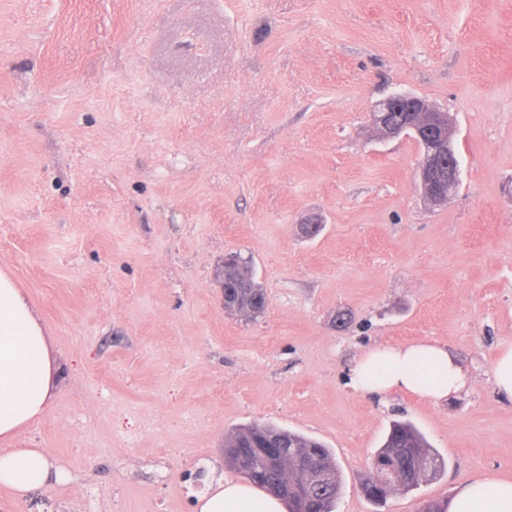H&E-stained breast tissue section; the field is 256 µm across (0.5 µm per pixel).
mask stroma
Wrapping results in <instances>:
<instances>
[{
    "label": "stroma",
    "mask_w": 512,
    "mask_h": 512,
    "mask_svg": "<svg viewBox=\"0 0 512 512\" xmlns=\"http://www.w3.org/2000/svg\"><path fill=\"white\" fill-rule=\"evenodd\" d=\"M452 115L459 188L433 207L373 104ZM323 220L307 238L309 216ZM252 257L263 315L225 313ZM0 270L66 363L20 445L62 472L12 512H192L224 437L323 442L335 512H417L512 479V0H0ZM433 340L472 381L443 402L350 385L363 352ZM446 461L360 491L392 420ZM224 289L221 291V300L224 310L229 313L242 314L252 319L261 316L266 307L261 310H251L252 300L255 296L265 297V293L261 285L255 278L253 262L250 257H245L241 253H233L224 259ZM230 286V287H229ZM232 287L231 290L230 288ZM240 297V308L235 294ZM493 376L499 392L512 399V345L499 354Z\"/></svg>",
    "instance_id": "stroma-1"
}]
</instances>
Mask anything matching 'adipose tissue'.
<instances>
[{
  "mask_svg": "<svg viewBox=\"0 0 512 512\" xmlns=\"http://www.w3.org/2000/svg\"><path fill=\"white\" fill-rule=\"evenodd\" d=\"M62 376L63 366L27 296L10 274L1 272L0 486L17 497L48 485V458L16 442L46 415ZM351 383L363 393L409 391L439 401L465 390L470 378L444 347L421 341L365 352L352 368ZM195 512H284V504L245 483L219 479L197 497ZM447 512H512V481L468 479L457 486Z\"/></svg>",
  "mask_w": 512,
  "mask_h": 512,
  "instance_id": "obj_1",
  "label": "adipose tissue"
}]
</instances>
